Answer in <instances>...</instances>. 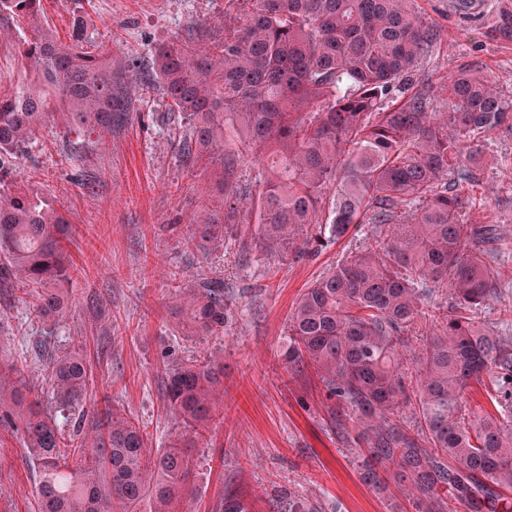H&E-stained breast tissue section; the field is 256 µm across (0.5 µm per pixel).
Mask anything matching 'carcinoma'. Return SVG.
Masks as SVG:
<instances>
[{
	"instance_id": "carcinoma-1",
	"label": "carcinoma",
	"mask_w": 512,
	"mask_h": 512,
	"mask_svg": "<svg viewBox=\"0 0 512 512\" xmlns=\"http://www.w3.org/2000/svg\"><path fill=\"white\" fill-rule=\"evenodd\" d=\"M244 2V22L224 32L219 51L175 40L140 62L144 81L193 122L198 152L182 144L187 161L224 148V221L205 219L201 236L249 224L255 249L309 256L370 225L363 246L296 300L288 365L315 367L363 422L364 483L381 488L375 464L389 462L415 512H448L450 488L468 512H512L503 495L512 490V346L485 320L498 255L479 246L496 229L468 223L457 192L461 182L479 186V142L512 121V100L479 69L463 68L438 89L446 111L430 90L397 102L437 42L412 0ZM40 11L41 0H0V20L28 25L18 47L30 67L29 83L0 91V174L55 117L80 140L129 109L112 83V58L90 49L78 23L72 43L57 44L35 27ZM489 33L512 41V0L493 5ZM270 144L283 152L254 193L237 169L250 149ZM67 224L41 197L0 196V281L25 283L46 321L67 306ZM186 303L200 333L224 329V289L201 282ZM427 318L434 330L408 366V334ZM485 376L494 411L463 408ZM50 382L51 414L0 385V406L26 409L19 419L39 467L38 512H178L193 470L186 448L224 394V368L192 360L167 378L164 397L185 431L154 456L138 425L108 414L78 418L81 439L66 445L61 424L90 383L80 352L54 358ZM413 400L414 433L399 419Z\"/></svg>"
}]
</instances>
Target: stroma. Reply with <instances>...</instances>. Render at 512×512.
I'll list each match as a JSON object with an SVG mask.
<instances>
[{
  "instance_id": "1",
  "label": "stroma",
  "mask_w": 512,
  "mask_h": 512,
  "mask_svg": "<svg viewBox=\"0 0 512 512\" xmlns=\"http://www.w3.org/2000/svg\"><path fill=\"white\" fill-rule=\"evenodd\" d=\"M435 23L438 40L413 75L419 91L447 81L459 68L489 73L512 100V42L487 33L490 18L462 17L455 0H414ZM39 24L68 44L81 23L112 58V79L132 100L130 112L85 141L79 155L56 127L14 159L0 194L23 189L48 200L68 220L65 249L75 268L72 304L59 323L38 318L25 283L0 291V375L24 379L32 394L49 396L51 362L34 349L51 335L55 354L82 348L91 372L86 410H110L138 420L148 450L163 447L183 422L163 396L170 372L204 357L224 366V397L194 438V469L182 512H221L225 496L249 512H284L289 500L319 512H414L404 502L392 464L380 466L383 489L362 483L361 427L328 396L312 367L288 366V318L312 282L362 242L352 232L316 256L281 259L232 236L185 250L182 239L201 216L224 213L220 158L195 166L179 145L194 141L192 123L168 99L146 90L137 64L159 44L190 38L224 41L243 0H42ZM21 31L0 29V88L27 79L18 51ZM478 174L484 189L470 195L471 222L497 228L498 293L486 318L512 307V194L498 191L512 176V124L482 143ZM209 280L224 286L231 315L222 332L197 335L180 289ZM38 466L23 429L0 421V512H37Z\"/></svg>"
}]
</instances>
